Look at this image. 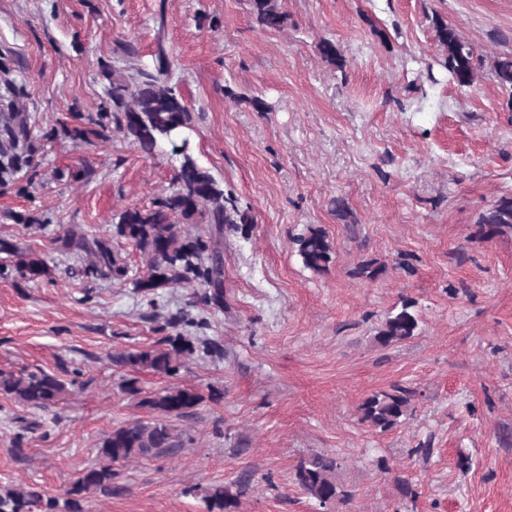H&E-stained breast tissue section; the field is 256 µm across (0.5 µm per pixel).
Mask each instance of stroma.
Wrapping results in <instances>:
<instances>
[{
  "instance_id": "obj_1",
  "label": "stroma",
  "mask_w": 512,
  "mask_h": 512,
  "mask_svg": "<svg viewBox=\"0 0 512 512\" xmlns=\"http://www.w3.org/2000/svg\"><path fill=\"white\" fill-rule=\"evenodd\" d=\"M279 4L276 30L247 0H0V53L29 93L40 161L28 192L0 191V241L46 266L27 281L0 253V371L66 385L46 409L0 393V484L63 497L105 432L184 385L204 397L177 422L190 443L121 467L122 493L89 512H206L202 492L219 484L231 512H512V233L485 239L477 222L512 196V95L492 74L512 56V0ZM441 24L474 48L471 87L448 76ZM324 39L341 65L321 57ZM161 46L194 158L253 218L224 232L220 310L198 287L138 288L148 259L115 232L169 193L178 159L113 126L88 141L57 131L97 114L101 64L128 70ZM308 227L334 245L321 275L292 244ZM74 232L111 240L127 275L80 276ZM366 261L377 279L356 276ZM405 300L416 336L381 347ZM178 335L193 349L174 376L116 361ZM395 385L413 392L401 423L361 422L363 400ZM316 452L338 458L348 500L322 508L299 488L296 466Z\"/></svg>"
}]
</instances>
